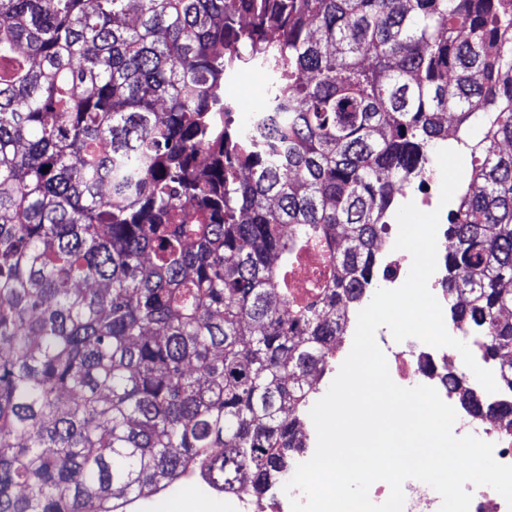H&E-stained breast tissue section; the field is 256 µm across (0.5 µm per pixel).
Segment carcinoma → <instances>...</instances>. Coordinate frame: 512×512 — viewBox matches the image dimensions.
Instances as JSON below:
<instances>
[{
    "label": "carcinoma",
    "instance_id": "cac0c4a2",
    "mask_svg": "<svg viewBox=\"0 0 512 512\" xmlns=\"http://www.w3.org/2000/svg\"><path fill=\"white\" fill-rule=\"evenodd\" d=\"M251 64L242 127L224 76ZM447 115L482 131L451 319L512 390V0H0V512H127L194 473L264 495ZM263 70L259 65L241 69L233 79L226 82L225 97L238 102H264L270 79L268 72Z\"/></svg>",
    "mask_w": 512,
    "mask_h": 512
}]
</instances>
